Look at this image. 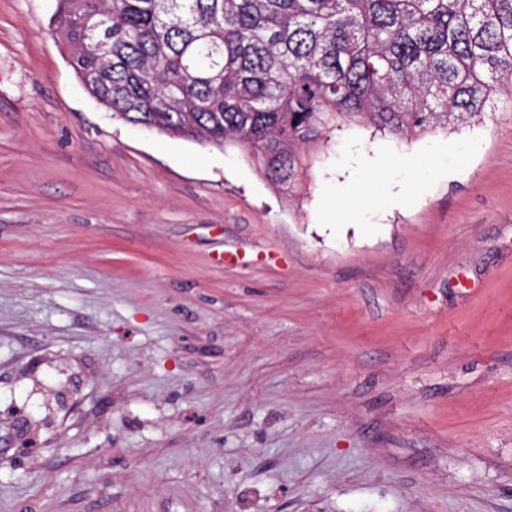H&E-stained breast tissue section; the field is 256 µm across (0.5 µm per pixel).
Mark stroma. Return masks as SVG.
<instances>
[{
	"label": "stroma",
	"instance_id": "stroma-1",
	"mask_svg": "<svg viewBox=\"0 0 512 512\" xmlns=\"http://www.w3.org/2000/svg\"><path fill=\"white\" fill-rule=\"evenodd\" d=\"M54 8L0 0V512H512V100L290 197L97 104ZM372 176L428 187L328 223ZM328 204L331 205L328 214L334 216L336 225H361L364 213L378 203L376 199L371 200L363 195L361 190L351 188L336 195Z\"/></svg>",
	"mask_w": 512,
	"mask_h": 512
}]
</instances>
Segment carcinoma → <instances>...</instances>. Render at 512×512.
Returning a JSON list of instances; mask_svg holds the SVG:
<instances>
[{
  "label": "carcinoma",
  "instance_id": "obj_1",
  "mask_svg": "<svg viewBox=\"0 0 512 512\" xmlns=\"http://www.w3.org/2000/svg\"><path fill=\"white\" fill-rule=\"evenodd\" d=\"M49 28L114 115L289 192L333 130L412 137L512 94V0H56Z\"/></svg>",
  "mask_w": 512,
  "mask_h": 512
}]
</instances>
